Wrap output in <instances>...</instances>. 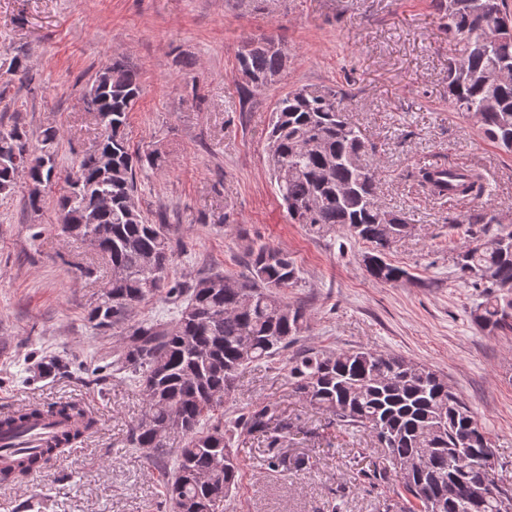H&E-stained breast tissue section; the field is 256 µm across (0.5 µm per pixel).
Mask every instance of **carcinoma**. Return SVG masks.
<instances>
[{"label":"carcinoma","instance_id":"cac0c4a2","mask_svg":"<svg viewBox=\"0 0 512 512\" xmlns=\"http://www.w3.org/2000/svg\"><path fill=\"white\" fill-rule=\"evenodd\" d=\"M434 2L448 19V32L464 43L461 63L448 67V99L455 111L475 121L485 139L512 153V10L507 0ZM238 63L247 85L257 91L281 76L287 56L263 40L247 45ZM139 94L138 74L122 62L97 73L84 99L100 129L98 148L74 162L65 177L66 194L59 199L62 232L98 243L112 266V279L86 319L99 331L119 329L122 336L112 361L80 370L99 383L125 372L140 388L146 412L130 427L129 444L149 449L150 463L164 464L172 430L186 436L166 477V500L173 512H208L212 500L228 502L239 485L234 443L265 433L268 446L275 448L287 429L278 406L270 403L224 418V397L248 366L288 350L309 328L310 318L283 296L300 280L299 267L270 245L247 247L246 272L238 276L214 274L190 286L169 277L174 262L169 225L150 223L135 200L138 172L154 168L157 158L131 151L124 133ZM341 100L332 88L309 86L278 99L269 132L271 180L292 223L319 238L343 232L367 244L372 254L386 237L404 236L407 222L376 205L375 148L345 114ZM57 139L56 129H44L41 147L30 155L22 151L29 144L25 129L0 125V196L13 192L20 169L44 188L60 177ZM410 177L436 198L448 196L450 189L470 199L486 192L484 174L474 167H461L450 179L448 168L424 166ZM451 224L483 225L457 261L458 278L482 289L483 301L471 311L472 321L489 331L512 332V230L475 209ZM365 270L380 283L410 278L407 269L383 253ZM159 294L176 306L174 320L131 319L134 306ZM40 374L68 378L73 371L69 363L52 358L41 363ZM288 377L300 399L333 415L336 424L368 431L376 439L382 461L365 477L398 484L408 505L394 503L397 512H429L428 495L448 496V457L457 449L493 447L476 413L448 388L443 375L396 354L310 349L288 360ZM45 415L66 420L84 415V408L59 401L14 409L0 419V435ZM96 425L89 416L83 430L56 436L35 455L13 457L8 468L0 469V480L24 478L62 449L74 447ZM427 456L430 468L423 485L417 472ZM461 480L446 512H474L478 500L480 512H506L512 502V488L505 484L485 496L479 471L470 470Z\"/></svg>","mask_w":512,"mask_h":512}]
</instances>
